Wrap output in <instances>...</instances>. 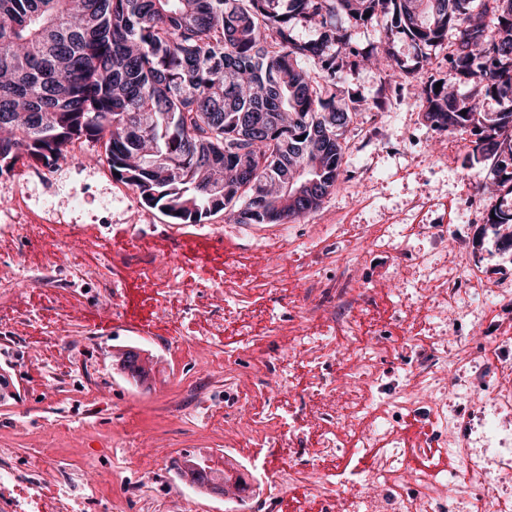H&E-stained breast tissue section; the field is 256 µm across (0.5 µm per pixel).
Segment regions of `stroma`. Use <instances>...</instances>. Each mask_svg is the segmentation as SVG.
Segmentation results:
<instances>
[{"mask_svg": "<svg viewBox=\"0 0 512 512\" xmlns=\"http://www.w3.org/2000/svg\"><path fill=\"white\" fill-rule=\"evenodd\" d=\"M448 68L447 50L436 51L424 68L398 79L380 112L372 98L381 73L366 67L337 74L329 93L344 98L357 92L365 102L344 130L348 166L336 190L316 210L278 227L235 226L219 212L193 225V232L235 234L243 259L207 270L196 264L160 284L144 272L119 275L120 285L133 280L170 306L188 302L196 308L181 319H160V334L139 337V344L158 357L150 391L131 388L117 376L112 345L128 333L113 327L112 307L96 287L20 289L13 306L16 336L23 347L39 344L51 367L44 378L31 381L27 374L35 366L30 359L14 361L20 395L11 405L0 406V454L27 463L37 452L48 453L41 484L54 497L67 492L87 498L92 512H106L101 507L105 501L111 506L107 512H180L186 506L192 512H226L220 500L187 502L174 478L163 486L142 484L135 492L128 491L127 482L136 467L165 451L177 458L206 449L220 462L227 449L250 448L261 495L242 503L241 512H327L318 500L299 507L289 504V491L272 481L273 475L291 469H334V459L318 456L315 435L293 441L284 427L267 434H225L224 358L232 356L235 377L247 384L252 412L264 417L266 397L253 381L273 386L288 375V347L300 340L293 329L297 306L308 297L309 281L342 275L336 249L343 244L363 252L357 277L373 285L410 268L412 255L427 249L425 225L462 224L474 259L485 269L486 286L512 281V252L499 250L484 222L497 197L477 189L478 182L490 180L489 167H467L469 135L435 131L423 117L424 86ZM100 151L98 144L76 143L54 167L34 170L19 164L0 175V224H69L78 231L63 240L33 241L18 234L0 244L20 279L74 260L88 268L109 265L131 241L148 245L164 233L169 217L142 205L107 165L95 163L93 156ZM378 224L413 225L401 253L371 248L366 232ZM252 253L271 254L272 265L251 264ZM214 283L231 289L239 303L252 308L249 322L225 316L223 300L210 289ZM398 301L392 294L377 299L361 316L364 329L375 335L380 367L387 374L403 372L410 355L402 340L409 329L407 315ZM218 320L224 329L213 337L208 386L187 399L179 384L199 372L193 344L210 335L211 324ZM61 355L99 369L103 382L94 398L58 384V375L66 371L56 362Z\"/></svg>", "mask_w": 512, "mask_h": 512, "instance_id": "obj_1", "label": "stroma"}]
</instances>
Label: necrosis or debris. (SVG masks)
<instances>
[{"label": "necrosis or debris", "instance_id": "obj_1", "mask_svg": "<svg viewBox=\"0 0 512 512\" xmlns=\"http://www.w3.org/2000/svg\"><path fill=\"white\" fill-rule=\"evenodd\" d=\"M437 254L435 246L416 255L418 275L411 281L412 299L428 301L427 315L439 325L464 309L480 315L496 294L485 288L477 263L469 264L464 278L439 263ZM370 297V289L352 272H345L336 281L331 299L317 296L300 308L297 324L305 335L289 347L288 356L316 361L331 352L358 365L350 392H337L323 381L316 386L321 451L335 457L345 450L355 454L375 449L374 465L365 479L377 484L380 492L374 497L361 494L362 481L341 468L331 475L308 471L305 480L310 493L331 500L336 512H512L511 497L495 498L482 490L491 472L512 474V336L496 337V356L489 361L482 354L485 337L440 327L430 338L427 354L418 356L415 365L397 375L388 388L378 372L376 347L350 340L356 326L354 314ZM463 299L468 302L464 309L459 306ZM489 383L495 392L492 404L474 400V392ZM462 400L467 406L460 413L454 405ZM419 410L427 411L447 432L448 451L459 465L454 473L436 466L409 473L407 448L394 417ZM38 476V468L20 472L1 458L0 512H42ZM410 477L418 483L419 495L396 494L397 485Z\"/></svg>", "mask_w": 512, "mask_h": 512}]
</instances>
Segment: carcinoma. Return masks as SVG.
<instances>
[{
  "instance_id": "1",
  "label": "carcinoma",
  "mask_w": 512,
  "mask_h": 512,
  "mask_svg": "<svg viewBox=\"0 0 512 512\" xmlns=\"http://www.w3.org/2000/svg\"><path fill=\"white\" fill-rule=\"evenodd\" d=\"M340 14L356 26L387 19L414 44L417 67L454 38L448 73L423 89L425 118L475 137L468 164L491 162L505 190L486 224H511L512 0H0V173L22 160L50 168L88 141L175 224L216 211L233 224L294 222L348 166L340 137L356 100L336 102L325 83L371 65L385 75L381 108L407 72L390 48L354 45ZM298 28L315 35L299 39ZM488 98L499 109L478 111ZM287 169L314 182L311 196L275 188ZM255 194L260 212L246 207ZM112 362L136 385L151 380L135 346ZM172 468H206L221 482L201 492H224V470L198 453Z\"/></svg>"
}]
</instances>
